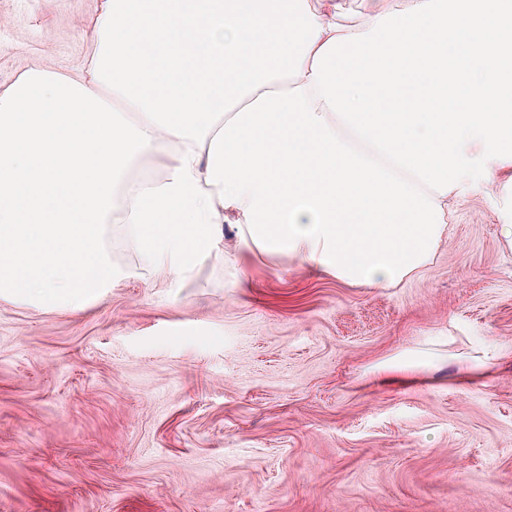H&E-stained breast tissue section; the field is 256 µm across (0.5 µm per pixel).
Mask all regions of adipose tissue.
Instances as JSON below:
<instances>
[{
  "instance_id": "adipose-tissue-1",
  "label": "adipose tissue",
  "mask_w": 512,
  "mask_h": 512,
  "mask_svg": "<svg viewBox=\"0 0 512 512\" xmlns=\"http://www.w3.org/2000/svg\"><path fill=\"white\" fill-rule=\"evenodd\" d=\"M511 10L412 0L356 26L334 0H102L84 74L0 92V297L83 308L116 273L112 223L178 278L228 223L244 250L396 286L474 164L512 184ZM157 155L161 178L132 176Z\"/></svg>"
}]
</instances>
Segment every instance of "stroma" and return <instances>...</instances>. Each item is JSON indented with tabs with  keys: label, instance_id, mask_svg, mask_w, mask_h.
<instances>
[{
	"label": "stroma",
	"instance_id": "1",
	"mask_svg": "<svg viewBox=\"0 0 512 512\" xmlns=\"http://www.w3.org/2000/svg\"><path fill=\"white\" fill-rule=\"evenodd\" d=\"M101 0H0V90L80 75ZM512 189L448 201L430 262L349 284L237 244L91 305L0 298V512H512Z\"/></svg>",
	"mask_w": 512,
	"mask_h": 512
}]
</instances>
